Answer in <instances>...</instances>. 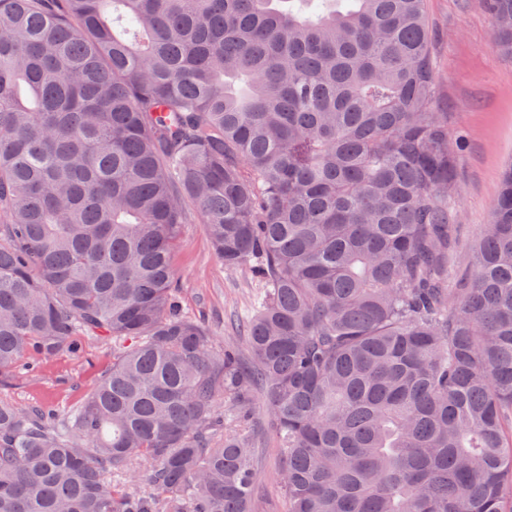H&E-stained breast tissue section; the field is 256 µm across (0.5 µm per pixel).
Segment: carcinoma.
I'll return each instance as SVG.
<instances>
[{"label":"carcinoma","instance_id":"carcinoma-1","mask_svg":"<svg viewBox=\"0 0 512 512\" xmlns=\"http://www.w3.org/2000/svg\"><path fill=\"white\" fill-rule=\"evenodd\" d=\"M425 3L0 0V380L118 343L64 423L0 401V512H255L257 385L288 512H512V162L460 261ZM193 216L266 282L247 367ZM256 265L225 268L203 224L192 218L181 226L173 266L182 312L210 330L222 349L235 347L244 356L247 349L240 324L251 317L267 292Z\"/></svg>","mask_w":512,"mask_h":512}]
</instances>
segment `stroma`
Segmentation results:
<instances>
[{"label":"stroma","instance_id":"1","mask_svg":"<svg viewBox=\"0 0 512 512\" xmlns=\"http://www.w3.org/2000/svg\"><path fill=\"white\" fill-rule=\"evenodd\" d=\"M438 102L463 141L456 197L464 244L490 220L504 165L512 160V60L495 48L493 22L479 0H428ZM183 313L210 330L219 346L245 350L240 330L267 292L254 265L225 268L205 227L182 225L173 253ZM79 355L32 356L0 383V400L67 417L112 366V341L82 336ZM255 492L259 512H288L280 458L264 407H257Z\"/></svg>","mask_w":512,"mask_h":512}]
</instances>
